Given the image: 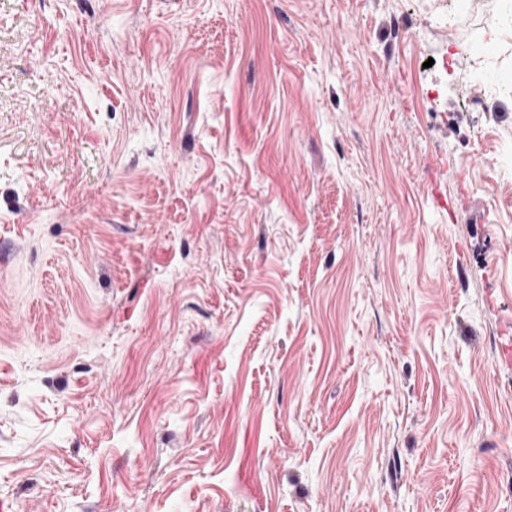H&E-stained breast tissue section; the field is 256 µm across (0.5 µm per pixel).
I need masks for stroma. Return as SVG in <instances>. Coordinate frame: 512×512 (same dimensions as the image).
Returning a JSON list of instances; mask_svg holds the SVG:
<instances>
[{"label": "stroma", "mask_w": 512, "mask_h": 512, "mask_svg": "<svg viewBox=\"0 0 512 512\" xmlns=\"http://www.w3.org/2000/svg\"><path fill=\"white\" fill-rule=\"evenodd\" d=\"M506 83L512 0H0V499L512 512Z\"/></svg>", "instance_id": "1"}]
</instances>
